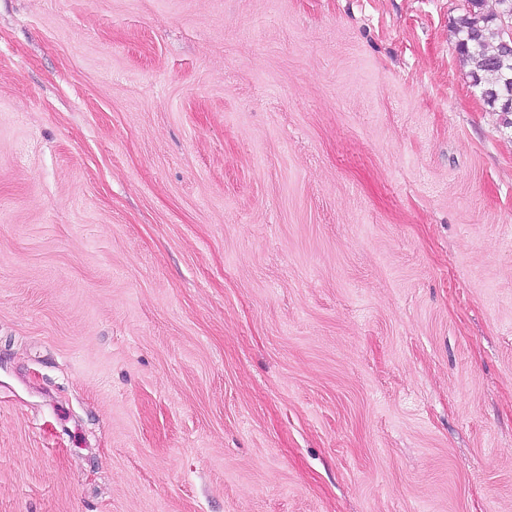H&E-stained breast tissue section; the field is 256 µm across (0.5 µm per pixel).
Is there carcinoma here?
Here are the masks:
<instances>
[{"label": "carcinoma", "instance_id": "1", "mask_svg": "<svg viewBox=\"0 0 512 512\" xmlns=\"http://www.w3.org/2000/svg\"><path fill=\"white\" fill-rule=\"evenodd\" d=\"M499 10L487 13L484 0H466L456 22L457 48L469 77L485 105L494 112L512 113V51L505 49L503 23L512 21V0H497Z\"/></svg>", "mask_w": 512, "mask_h": 512}]
</instances>
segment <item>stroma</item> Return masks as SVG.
Here are the masks:
<instances>
[{
	"instance_id": "stroma-1",
	"label": "stroma",
	"mask_w": 512,
	"mask_h": 512,
	"mask_svg": "<svg viewBox=\"0 0 512 512\" xmlns=\"http://www.w3.org/2000/svg\"><path fill=\"white\" fill-rule=\"evenodd\" d=\"M465 6L0 0V512H512Z\"/></svg>"
}]
</instances>
